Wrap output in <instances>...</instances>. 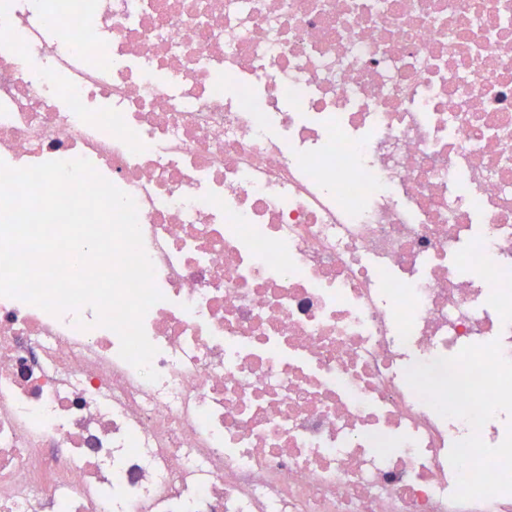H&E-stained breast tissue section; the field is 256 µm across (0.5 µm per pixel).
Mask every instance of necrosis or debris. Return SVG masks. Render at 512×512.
I'll return each instance as SVG.
<instances>
[{"label":"necrosis or debris","mask_w":512,"mask_h":512,"mask_svg":"<svg viewBox=\"0 0 512 512\" xmlns=\"http://www.w3.org/2000/svg\"><path fill=\"white\" fill-rule=\"evenodd\" d=\"M76 158L159 378L0 296V512H512V0H0V161Z\"/></svg>","instance_id":"4bbe7bcc"}]
</instances>
